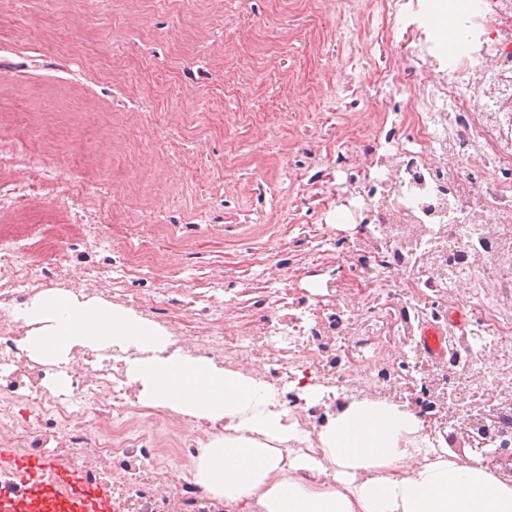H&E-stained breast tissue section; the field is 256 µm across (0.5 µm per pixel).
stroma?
<instances>
[{
    "instance_id": "obj_1",
    "label": "stroma",
    "mask_w": 512,
    "mask_h": 512,
    "mask_svg": "<svg viewBox=\"0 0 512 512\" xmlns=\"http://www.w3.org/2000/svg\"><path fill=\"white\" fill-rule=\"evenodd\" d=\"M0 11L13 18L0 29V99L27 97L43 129L40 155L13 163L14 183L40 184L30 206L68 209L65 153L86 183L88 227L47 233L65 252L50 276L49 250L19 248L35 290L107 289V301L203 355L212 324L259 337L295 316L304 352L257 344L224 355L225 365L258 353L266 368L287 363L328 387L349 372L348 396L392 397L378 381L413 353L346 349L369 299L357 293L350 311L320 289L354 282L351 256L377 235L328 192L362 178L363 161L343 160L354 134L403 107L373 98L406 63L400 29L351 69L339 61L360 48L348 41L341 0H0ZM109 199L115 207L104 208ZM142 219L155 226L145 247L165 261L147 274L114 271ZM133 430L168 449L167 466L192 481L172 447L178 423L149 409Z\"/></svg>"
}]
</instances>
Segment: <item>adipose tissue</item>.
Instances as JSON below:
<instances>
[{"mask_svg":"<svg viewBox=\"0 0 512 512\" xmlns=\"http://www.w3.org/2000/svg\"><path fill=\"white\" fill-rule=\"evenodd\" d=\"M11 317L27 328L21 345L31 358L57 365L77 348L121 351L142 407L223 424L202 448L194 478L226 512H512V481L436 446L407 405L335 403L331 389L304 379L292 385L298 399L324 409L309 431L259 370L173 347L163 328L132 310L46 289Z\"/></svg>","mask_w":512,"mask_h":512,"instance_id":"ef3b65f1","label":"adipose tissue"}]
</instances>
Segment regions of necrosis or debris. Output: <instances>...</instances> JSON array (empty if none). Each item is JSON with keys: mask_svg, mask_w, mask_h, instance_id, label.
Segmentation results:
<instances>
[{"mask_svg": "<svg viewBox=\"0 0 512 512\" xmlns=\"http://www.w3.org/2000/svg\"><path fill=\"white\" fill-rule=\"evenodd\" d=\"M464 27L466 47L442 60L416 37L403 35L410 66L386 74L375 94L406 96L399 120L413 126L416 136L406 145L375 129L362 131L351 151L364 156L367 181H378L381 166L391 174L380 197L364 196L356 210L360 222L424 230L416 247L384 238L358 254V285L377 313L359 346L385 350L407 342L415 324L432 318L437 296L469 306L489 342L467 346L455 363L448 384L453 397L478 395L480 363L490 347L497 352L493 374L512 382V113L487 111L481 94L488 75L512 78V0H485ZM433 68L444 69L445 82L424 80ZM437 155L454 157L456 166H436ZM26 200L23 192L12 197L10 219H0V306L23 302L30 293L29 269L6 251V243L41 237L61 222L53 208L28 216ZM395 266L401 279L392 286L386 274ZM114 364L111 358L75 354L70 371L81 378L86 401L78 406L75 398L47 390L46 370L28 358L14 324L0 319V446L22 451L34 443L32 425L14 415L13 404L21 400L36 417L54 422L58 460L80 455L89 474L112 481L107 461L133 457L144 446L128 422L116 419L117 412L133 414L137 408ZM182 492L181 481L156 462L128 498V512H167Z\"/></svg>", "mask_w": 512, "mask_h": 512, "instance_id": "4bbe7bcc", "label": "necrosis or debris"}]
</instances>
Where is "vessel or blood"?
Listing matches in <instances>:
<instances>
[{"mask_svg":"<svg viewBox=\"0 0 512 512\" xmlns=\"http://www.w3.org/2000/svg\"><path fill=\"white\" fill-rule=\"evenodd\" d=\"M464 316L449 310L447 319L425 320L417 326V349L431 362L454 358L448 334L463 329ZM11 472V485L0 487V512H124L125 504L112 496L87 472L60 463L48 453H25L0 462Z\"/></svg>","mask_w":512,"mask_h":512,"instance_id":"1","label":"vessel or blood"}]
</instances>
